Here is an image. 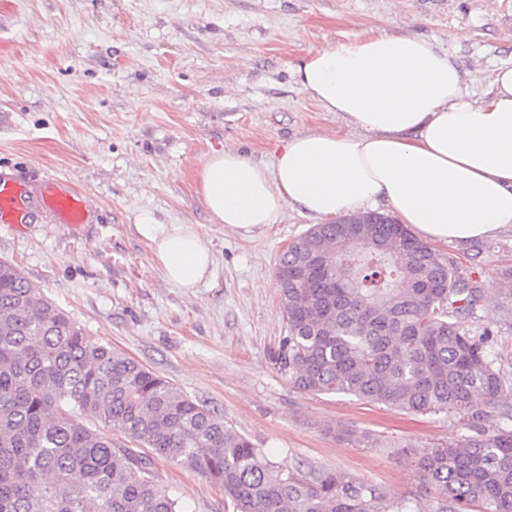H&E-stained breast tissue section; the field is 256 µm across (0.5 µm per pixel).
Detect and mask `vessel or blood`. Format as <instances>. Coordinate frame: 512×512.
Listing matches in <instances>:
<instances>
[{"label":"vessel or blood","mask_w":512,"mask_h":512,"mask_svg":"<svg viewBox=\"0 0 512 512\" xmlns=\"http://www.w3.org/2000/svg\"><path fill=\"white\" fill-rule=\"evenodd\" d=\"M40 208L53 214L61 224H88L94 217L92 205L55 179L33 184L0 174V223L25 222Z\"/></svg>","instance_id":"vessel-or-blood-1"}]
</instances>
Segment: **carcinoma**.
<instances>
[{
    "mask_svg": "<svg viewBox=\"0 0 512 512\" xmlns=\"http://www.w3.org/2000/svg\"><path fill=\"white\" fill-rule=\"evenodd\" d=\"M287 336L275 358L296 390L347 394L472 431L406 448L436 506L376 485L277 470L204 404L88 336L17 265L0 260V512H187L152 458L191 467L232 512H512V428L486 427L512 397L472 325L459 268L403 224H313L277 266ZM119 432L112 440L104 429ZM148 452H143V449Z\"/></svg>",
    "mask_w": 512,
    "mask_h": 512,
    "instance_id": "obj_1",
    "label": "carcinoma"
}]
</instances>
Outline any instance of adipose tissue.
Here are the masks:
<instances>
[{"mask_svg":"<svg viewBox=\"0 0 512 512\" xmlns=\"http://www.w3.org/2000/svg\"><path fill=\"white\" fill-rule=\"evenodd\" d=\"M295 73L344 132L293 136L269 165L236 149L213 152L199 172L212 223L249 232L289 207L331 219L381 203L434 243L466 246L512 230V67L481 75L486 92L475 101L448 56L416 37L378 33L312 50ZM152 241L174 286L210 274L209 243L194 228Z\"/></svg>","mask_w":512,"mask_h":512,"instance_id":"1","label":"adipose tissue"}]
</instances>
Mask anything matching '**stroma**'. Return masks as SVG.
I'll list each match as a JSON object with an SVG mask.
<instances>
[{"instance_id": "1", "label": "stroma", "mask_w": 512, "mask_h": 512, "mask_svg": "<svg viewBox=\"0 0 512 512\" xmlns=\"http://www.w3.org/2000/svg\"><path fill=\"white\" fill-rule=\"evenodd\" d=\"M415 36L476 75L512 66V0H0V170L54 175L92 202V224L45 210L0 223V258L88 335L205 404L279 468L339 472L394 499L429 501L409 448L457 441L445 413L410 416L346 394L298 392L273 355L287 334L275 278L284 249L313 217L243 233L214 224L198 173L216 150L272 163L278 146L341 123L292 71L319 47L372 33ZM178 225L204 234L212 272L169 283L150 237ZM480 290L476 327L512 376V232L440 244ZM189 512H225L199 472L154 461Z\"/></svg>"}]
</instances>
